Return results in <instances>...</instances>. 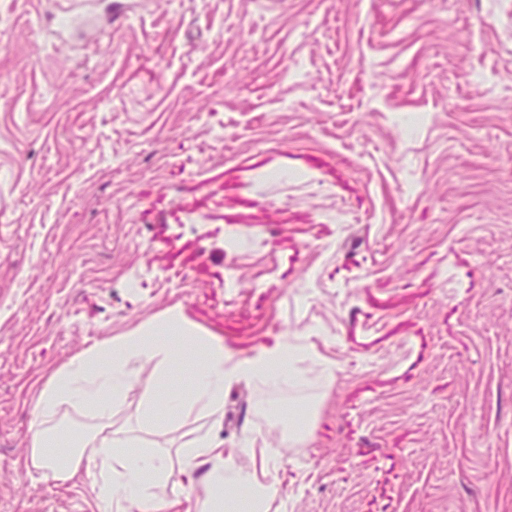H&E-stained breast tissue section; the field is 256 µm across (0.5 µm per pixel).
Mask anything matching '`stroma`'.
<instances>
[{
  "mask_svg": "<svg viewBox=\"0 0 512 512\" xmlns=\"http://www.w3.org/2000/svg\"><path fill=\"white\" fill-rule=\"evenodd\" d=\"M0 0V512H99L26 464L79 352L177 313L233 359L272 512H512V0ZM152 367L113 410L139 431ZM310 435L282 442L294 410Z\"/></svg>",
  "mask_w": 512,
  "mask_h": 512,
  "instance_id": "1",
  "label": "stroma"
}]
</instances>
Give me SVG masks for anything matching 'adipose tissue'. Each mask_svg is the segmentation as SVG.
Wrapping results in <instances>:
<instances>
[{
	"mask_svg": "<svg viewBox=\"0 0 512 512\" xmlns=\"http://www.w3.org/2000/svg\"><path fill=\"white\" fill-rule=\"evenodd\" d=\"M199 360L191 390L181 397L147 396L140 410L144 428L171 425L175 410L195 411L205 417L224 413V390L235 382L262 377L267 380L295 378L300 374L303 353L277 344L255 357L234 361L221 340L194 335L186 321L171 316L158 325L138 328L100 341L71 358L50 379L34 406L35 424L29 436L27 462L46 476L68 480L78 473L90 479L99 512H164L168 499L179 497L182 485L175 473L193 475L195 461L208 463L207 512H262L270 500L269 488L257 471L226 473L223 443L208 430L183 442L177 454L136 449L134 438L112 431V407L135 386L134 368L152 365L158 381H167L172 365L184 350ZM84 406L100 420L99 429L67 454L66 462L48 451V420L59 402ZM247 488L249 498L228 497L225 482Z\"/></svg>",
	"mask_w": 512,
	"mask_h": 512,
	"instance_id": "1",
	"label": "adipose tissue"
}]
</instances>
